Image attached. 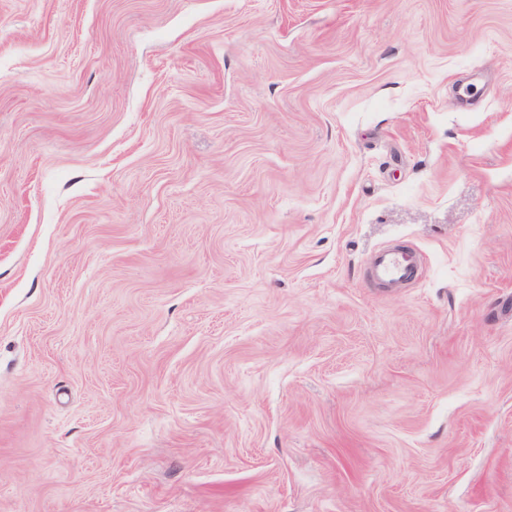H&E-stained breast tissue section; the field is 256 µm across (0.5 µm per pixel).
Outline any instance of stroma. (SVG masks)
<instances>
[{
	"mask_svg": "<svg viewBox=\"0 0 512 512\" xmlns=\"http://www.w3.org/2000/svg\"><path fill=\"white\" fill-rule=\"evenodd\" d=\"M0 512H512V0H0ZM420 264L416 250L385 248L373 255L370 274L379 283L396 284L409 279Z\"/></svg>",
	"mask_w": 512,
	"mask_h": 512,
	"instance_id": "1",
	"label": "stroma"
}]
</instances>
